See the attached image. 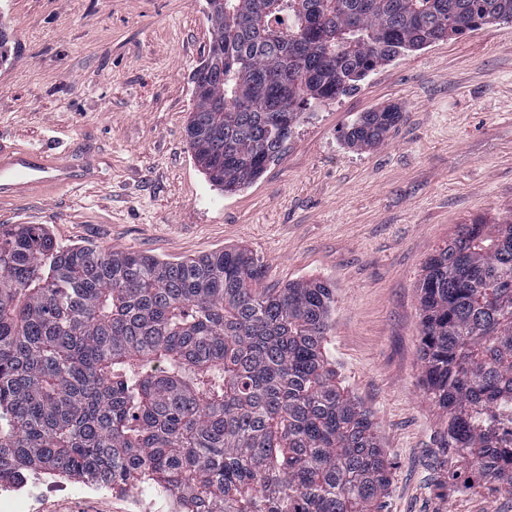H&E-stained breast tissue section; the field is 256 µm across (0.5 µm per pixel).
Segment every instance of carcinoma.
<instances>
[{
    "mask_svg": "<svg viewBox=\"0 0 512 512\" xmlns=\"http://www.w3.org/2000/svg\"><path fill=\"white\" fill-rule=\"evenodd\" d=\"M192 156L230 192L278 161L306 111L409 51L512 22V0H208ZM402 112L356 116L351 148ZM246 248L169 261L0 229V482L30 471L148 485L180 512H379L374 415L327 349L331 283L265 288ZM419 355L448 479L512 490V222L462 225L427 260Z\"/></svg>",
    "mask_w": 512,
    "mask_h": 512,
    "instance_id": "cac0c4a2",
    "label": "carcinoma"
}]
</instances>
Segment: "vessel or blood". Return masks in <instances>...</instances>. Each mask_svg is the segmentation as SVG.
Here are the masks:
<instances>
[{"mask_svg": "<svg viewBox=\"0 0 512 512\" xmlns=\"http://www.w3.org/2000/svg\"><path fill=\"white\" fill-rule=\"evenodd\" d=\"M97 168L57 153L0 143V202L21 204L48 188H77L97 182Z\"/></svg>", "mask_w": 512, "mask_h": 512, "instance_id": "b4317fda", "label": "vessel or blood"}]
</instances>
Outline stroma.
Wrapping results in <instances>:
<instances>
[{"instance_id": "stroma-1", "label": "stroma", "mask_w": 512, "mask_h": 512, "mask_svg": "<svg viewBox=\"0 0 512 512\" xmlns=\"http://www.w3.org/2000/svg\"><path fill=\"white\" fill-rule=\"evenodd\" d=\"M0 142L98 165V183L28 204L1 224H43L62 244L181 260L242 247L264 285L336 290L328 350L371 410L391 464L382 512H512V493L448 480L443 416L418 357L419 284L435 250L480 218L512 221V22L409 52L315 109L282 159L225 192L195 163L190 76L207 54L205 0H0ZM398 105L378 146L344 145L358 113ZM138 489L63 478L35 512H134Z\"/></svg>"}]
</instances>
